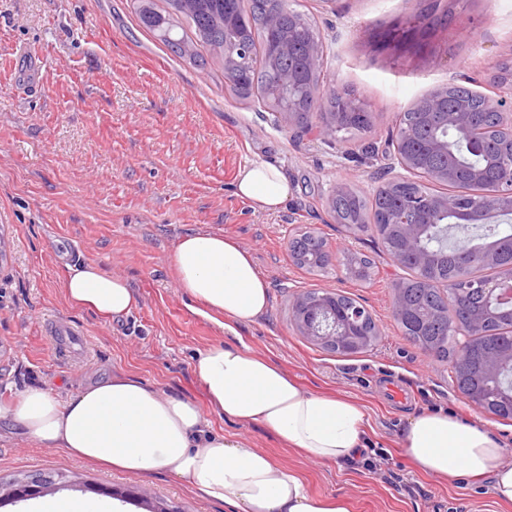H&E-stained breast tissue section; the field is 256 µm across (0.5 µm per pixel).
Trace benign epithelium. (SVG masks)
Listing matches in <instances>:
<instances>
[{
    "instance_id": "obj_1",
    "label": "benign epithelium",
    "mask_w": 512,
    "mask_h": 512,
    "mask_svg": "<svg viewBox=\"0 0 512 512\" xmlns=\"http://www.w3.org/2000/svg\"><path fill=\"white\" fill-rule=\"evenodd\" d=\"M411 28L436 32L442 29L439 17L428 12H416L406 18ZM252 55L251 47L238 41L225 51L224 66L236 68ZM462 80L478 87L474 96L485 111L496 116L493 128L498 141L500 156L512 159V63H502L489 78L479 73H459L448 80V85L427 90L418 97L399 117L400 127H409L419 116H438L435 133L429 149L434 153L453 154L448 134H455L466 147L483 153L482 146L487 140L484 130L474 127L471 119V104L463 101L450 109L447 107L448 86ZM277 114L282 126L293 130L306 118L315 119L316 128L322 139L336 140L345 119L353 114L369 112L367 105L359 98L344 91L307 86L301 93V102L286 106H266ZM389 178L387 187L415 181L426 186H448L457 181L459 166L429 167L422 163L409 145V134L403 132L393 139L389 151ZM469 179L482 188L483 201L478 206H467L455 192L420 193L411 197L407 208L386 210L383 223L389 225L400 249V255L409 256L414 266L427 269L439 258L448 254L447 242L442 248L433 249L428 243V229L431 224H468L479 229L488 224L512 219V167L494 183L486 181V166L468 169ZM512 251V237H492L478 245L480 264L496 272L488 281L470 279L473 287L481 290L484 307L477 310L462 332L461 346L466 347L482 335L481 329L488 320L498 315L502 304L509 302L506 280H512V265L502 262L503 255ZM293 325L299 335L316 346L340 343L349 349H362L372 343V337L380 335L379 326L373 317L362 308L350 305L336 310V296L329 290L310 289L297 294L292 303ZM480 377L484 388L491 390L498 401L512 406V346L488 353L482 363ZM70 482L64 474L56 478L34 476L18 478L8 484L0 483V502L5 499L33 497L56 483Z\"/></svg>"
}]
</instances>
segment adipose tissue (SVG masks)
I'll use <instances>...</instances> for the list:
<instances>
[{"label": "adipose tissue", "instance_id": "adipose-tissue-1", "mask_svg": "<svg viewBox=\"0 0 512 512\" xmlns=\"http://www.w3.org/2000/svg\"><path fill=\"white\" fill-rule=\"evenodd\" d=\"M234 192L262 211L282 209L293 188L276 164L241 167ZM172 264L182 293L221 329L256 322L269 307V284L250 252L213 233L181 236ZM68 304L104 322L125 319L138 304L127 278L93 263L70 268ZM192 374L213 412L240 425H259L283 445L321 463H345L364 447L366 414L356 402L304 391L296 379L244 342H216L197 351ZM0 422L26 439L110 469L164 472L186 480L205 500L229 512H350L344 498L319 497L294 469L280 466L246 441L210 431L198 406L123 370L90 382L68 399L43 385L26 387ZM418 469L435 476L486 477L496 499L512 503V455L484 426L442 410L409 421L403 437Z\"/></svg>", "mask_w": 512, "mask_h": 512}]
</instances>
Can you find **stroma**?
I'll return each instance as SVG.
<instances>
[{
    "mask_svg": "<svg viewBox=\"0 0 512 512\" xmlns=\"http://www.w3.org/2000/svg\"><path fill=\"white\" fill-rule=\"evenodd\" d=\"M325 45L324 88L353 92L375 120L365 135L327 142L279 125L257 99L231 95L219 64L175 56L139 22L133 0H0V401L41 384L68 398L120 368L208 410L193 379L196 351L224 340L192 312L171 263L176 240L209 232L247 248L269 285L270 305L240 335L304 390L356 401L367 414V447L378 470L310 460L258 425L213 417L214 429L245 439L297 470L317 496H344L351 512H512L488 480L417 470L402 446L409 419L442 409L482 424L512 454V419L476 411L447 363L410 343L392 315L404 271L376 235L352 234L327 206L343 182L373 195L398 112L456 73H489L512 57V0H297ZM434 9L448 21L431 46L390 32L406 12ZM278 164L293 185L287 206L264 212L237 198L241 166ZM305 231L329 250L375 262L370 280L343 268L297 266L288 241ZM97 264L130 280L131 315L108 324L71 308L62 282L70 266ZM338 290L363 304L381 334L365 352L341 357L308 343L291 321L294 296ZM79 337L59 335L57 325ZM65 473L76 485L57 497L93 498V485L141 486L182 512H225L181 479L101 469L63 448L0 430V479Z\"/></svg>",
    "mask_w": 512,
    "mask_h": 512,
    "instance_id": "1",
    "label": "stroma"
}]
</instances>
